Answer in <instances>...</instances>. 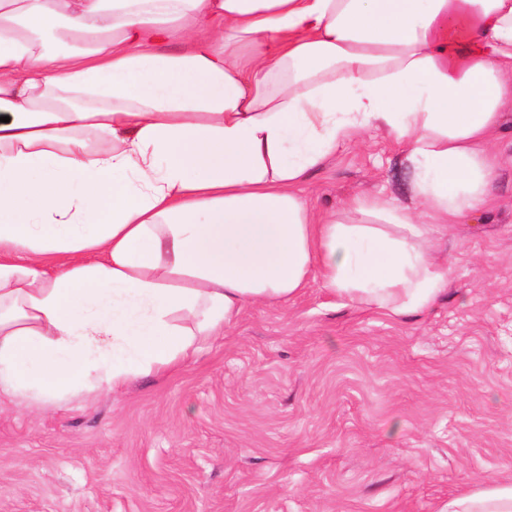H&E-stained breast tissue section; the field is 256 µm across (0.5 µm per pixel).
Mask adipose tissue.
Here are the masks:
<instances>
[{
    "label": "adipose tissue",
    "mask_w": 512,
    "mask_h": 512,
    "mask_svg": "<svg viewBox=\"0 0 512 512\" xmlns=\"http://www.w3.org/2000/svg\"><path fill=\"white\" fill-rule=\"evenodd\" d=\"M509 103L512 0H0V396L176 371L314 279L427 311ZM371 129L416 207L314 210L310 172ZM444 512H512V482Z\"/></svg>",
    "instance_id": "adipose-tissue-1"
}]
</instances>
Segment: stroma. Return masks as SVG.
<instances>
[{
	"label": "stroma",
	"instance_id": "stroma-1",
	"mask_svg": "<svg viewBox=\"0 0 512 512\" xmlns=\"http://www.w3.org/2000/svg\"><path fill=\"white\" fill-rule=\"evenodd\" d=\"M488 205L439 231L450 284L399 318L310 281L174 373L59 407L0 399V512H441L512 482V112ZM383 130L308 181L318 210L409 201Z\"/></svg>",
	"mask_w": 512,
	"mask_h": 512
}]
</instances>
